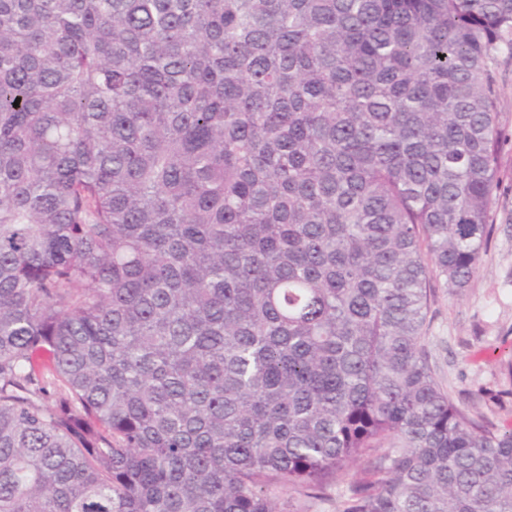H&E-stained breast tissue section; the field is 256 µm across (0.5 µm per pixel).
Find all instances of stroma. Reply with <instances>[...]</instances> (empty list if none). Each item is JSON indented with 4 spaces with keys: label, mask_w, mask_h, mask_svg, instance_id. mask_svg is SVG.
<instances>
[{
    "label": "stroma",
    "mask_w": 512,
    "mask_h": 512,
    "mask_svg": "<svg viewBox=\"0 0 512 512\" xmlns=\"http://www.w3.org/2000/svg\"><path fill=\"white\" fill-rule=\"evenodd\" d=\"M505 137L496 224L477 274L460 292L436 285L424 345L437 380L454 402L479 412L499 430L512 428V46L501 43L494 64ZM366 462L353 465L338 487L317 500L275 491L280 512H337Z\"/></svg>",
    "instance_id": "1"
}]
</instances>
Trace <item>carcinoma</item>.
<instances>
[{"instance_id": "obj_1", "label": "carcinoma", "mask_w": 512, "mask_h": 512, "mask_svg": "<svg viewBox=\"0 0 512 512\" xmlns=\"http://www.w3.org/2000/svg\"><path fill=\"white\" fill-rule=\"evenodd\" d=\"M512 0H0V512H512L423 344L494 232ZM19 106H13L14 102ZM367 461H360L353 465L349 476L345 477L338 488L332 487L322 499L309 500L289 492L275 490L273 496L276 507L299 512H336L346 496L349 494L351 484L366 476Z\"/></svg>"}]
</instances>
